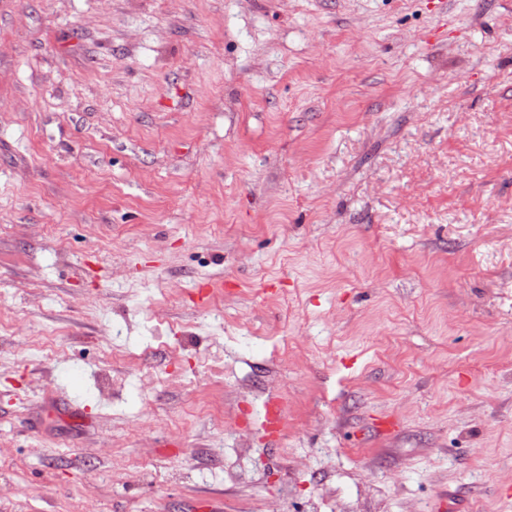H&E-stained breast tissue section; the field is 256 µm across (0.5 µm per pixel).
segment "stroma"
<instances>
[{
    "label": "stroma",
    "mask_w": 512,
    "mask_h": 512,
    "mask_svg": "<svg viewBox=\"0 0 512 512\" xmlns=\"http://www.w3.org/2000/svg\"><path fill=\"white\" fill-rule=\"evenodd\" d=\"M91 500L512 512V0H0V512ZM284 423V411L278 396H271L265 403L264 425L270 434L280 431Z\"/></svg>",
    "instance_id": "35a3bbf8"
}]
</instances>
